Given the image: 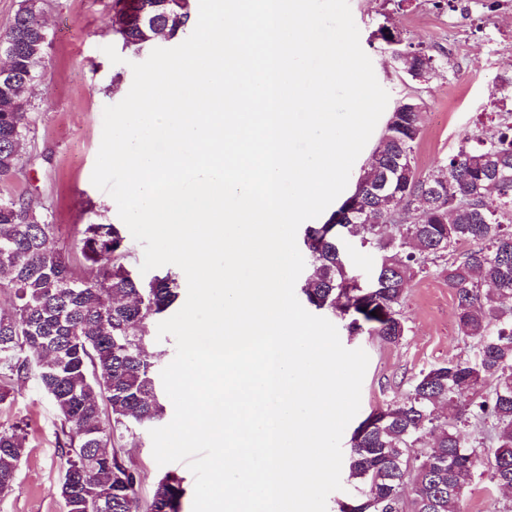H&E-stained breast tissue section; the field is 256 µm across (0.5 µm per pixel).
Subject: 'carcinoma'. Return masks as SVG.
I'll return each instance as SVG.
<instances>
[{
  "label": "carcinoma",
  "mask_w": 512,
  "mask_h": 512,
  "mask_svg": "<svg viewBox=\"0 0 512 512\" xmlns=\"http://www.w3.org/2000/svg\"><path fill=\"white\" fill-rule=\"evenodd\" d=\"M141 10L142 22L113 27L126 47L194 24L189 0H141ZM41 12L15 15L0 34L17 49L13 75L0 78L1 182L19 170L30 133L20 86L45 78ZM420 134L421 113H391L373 175L302 233L303 299L345 321L349 334L399 343L405 288L436 274L453 290L459 335L473 343L472 357L422 370L404 400L355 428L348 470L363 512H457L482 467L496 487H512V113L466 135L444 173L419 172ZM430 186L439 203L422 210ZM55 232L32 204L0 193V288L14 298L12 311L0 313V404L30 377L50 399L58 444L70 453L66 471L75 474L60 486L65 512H182V478L164 475L144 508L141 472L125 461V439L163 414L148 326L177 300L178 276L167 270L142 281L120 225L84 224L76 229L80 254L98 269L84 279L53 246ZM351 243L375 257L366 286L348 263ZM473 420L491 425L490 442L461 433ZM26 440L21 423L0 425V495L12 488Z\"/></svg>",
  "instance_id": "carcinoma-1"
}]
</instances>
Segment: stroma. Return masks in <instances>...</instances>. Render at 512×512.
Masks as SVG:
<instances>
[{"label": "stroma", "instance_id": "obj_1", "mask_svg": "<svg viewBox=\"0 0 512 512\" xmlns=\"http://www.w3.org/2000/svg\"><path fill=\"white\" fill-rule=\"evenodd\" d=\"M471 2L466 13L460 0L448 5L413 0L403 9L395 0H349L360 45L389 94L388 109L411 96L422 105L416 159L425 174L437 171L462 137L487 120L498 104L496 84L512 79V18L496 14L495 0ZM44 18L46 79L31 99L32 126L22 152V172L10 191L38 206L56 226L55 244L71 251L76 228L119 221L111 197L91 182L103 109L122 100V87L133 80L131 63L145 61L150 51L115 40L112 0H45ZM384 24L439 59L429 80L412 79L395 68L377 36ZM106 45L115 47L121 63L109 61L102 51ZM401 313L408 332L398 344L368 335L340 337L345 348H360L369 356L359 417L405 397L414 377L429 365L472 354L470 343L457 333L453 292L442 277L411 281ZM18 421L26 426L27 448L11 492L0 496V512H64L60 484L67 455L57 443L54 410L34 379L18 382L12 405L0 408V423ZM131 459L145 476L143 497H150L156 481L172 473L183 480V507L190 512L194 477L186 464L157 465L145 430ZM461 512H512V495L503 494L484 474L463 497Z\"/></svg>", "mask_w": 512, "mask_h": 512}]
</instances>
